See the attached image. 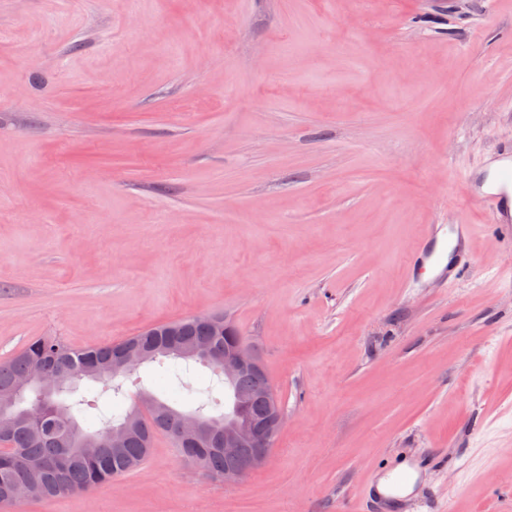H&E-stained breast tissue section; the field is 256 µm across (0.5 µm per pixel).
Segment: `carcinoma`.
Listing matches in <instances>:
<instances>
[{
	"label": "carcinoma",
	"mask_w": 512,
	"mask_h": 512,
	"mask_svg": "<svg viewBox=\"0 0 512 512\" xmlns=\"http://www.w3.org/2000/svg\"><path fill=\"white\" fill-rule=\"evenodd\" d=\"M179 329V340L185 345L221 351L225 346L242 341L240 336H226L224 329H213L189 317L175 321ZM166 325L143 329L133 336L106 345L71 348L57 336H38L29 342L17 355L0 362V398L14 392L17 382L35 368L44 367L55 373L70 369L76 376L65 382V386L50 397L41 392V385L34 384L16 396L13 404L0 411V420L12 421L9 435L4 443L9 451L0 453V483L31 486L38 490L36 500H51L65 495L89 493L97 487L110 483L123 474L140 466L148 457L153 440L158 434L175 438V429L181 416L196 414L224 424V403L213 396V388L198 389L191 382L176 375L181 387L196 394L194 407L180 410L168 400L145 390L140 394L148 398L153 411L141 413V403L136 402L126 410L114 413L99 412L96 418L88 415L91 407L86 399H72L73 382L81 379L84 370L103 369L104 388L118 396L123 393L117 383L121 374L112 372V353L126 345L157 347L144 358L143 363L156 362L166 370L178 369L189 358L160 349L170 340L165 335ZM264 380L245 373L238 377L234 389L252 395L246 413L258 417L270 410L267 401L259 395ZM133 423L123 448L113 451L103 446L109 430L115 426ZM179 455L193 463L207 475L222 479L229 462L224 453L214 448H202L196 453L186 452L179 443H174Z\"/></svg>",
	"instance_id": "obj_1"
}]
</instances>
